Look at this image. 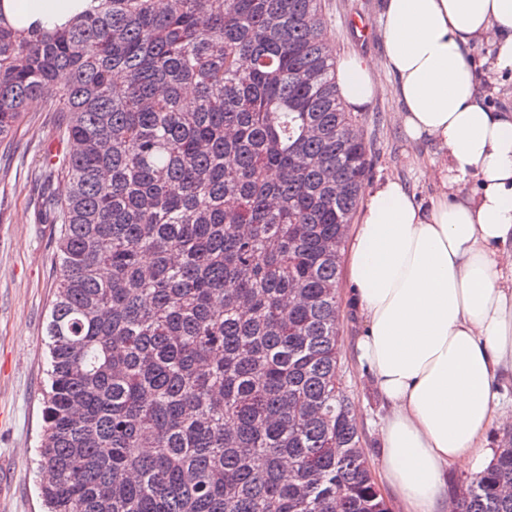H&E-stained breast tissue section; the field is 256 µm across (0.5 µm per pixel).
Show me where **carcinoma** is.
Returning <instances> with one entry per match:
<instances>
[{
    "label": "carcinoma",
    "mask_w": 512,
    "mask_h": 512,
    "mask_svg": "<svg viewBox=\"0 0 512 512\" xmlns=\"http://www.w3.org/2000/svg\"><path fill=\"white\" fill-rule=\"evenodd\" d=\"M335 62L322 0L0 12V143L47 111L63 145L46 512H390L336 349L369 160ZM452 512H512V431ZM64 2V3H56ZM84 0H3L2 9L19 27L39 24L53 28L68 21L85 7Z\"/></svg>",
    "instance_id": "carcinoma-1"
}]
</instances>
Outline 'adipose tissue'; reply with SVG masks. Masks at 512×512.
<instances>
[{
  "label": "adipose tissue",
  "mask_w": 512,
  "mask_h": 512,
  "mask_svg": "<svg viewBox=\"0 0 512 512\" xmlns=\"http://www.w3.org/2000/svg\"><path fill=\"white\" fill-rule=\"evenodd\" d=\"M84 0H0L20 27L53 28ZM385 57L336 60L339 96L363 111L397 78L398 123L437 151L423 164L436 192L421 205L398 178L361 189L347 230L346 281L364 318L355 344L387 413L380 466L405 512H447L445 472L476 471L493 422L512 425L499 386L512 375V112L480 92L512 70V0H385ZM488 42L490 70L469 52Z\"/></svg>",
  "instance_id": "1"
}]
</instances>
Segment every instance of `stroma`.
<instances>
[{"label": "stroma", "mask_w": 512, "mask_h": 512, "mask_svg": "<svg viewBox=\"0 0 512 512\" xmlns=\"http://www.w3.org/2000/svg\"><path fill=\"white\" fill-rule=\"evenodd\" d=\"M322 4L336 55L355 52L383 60L384 0H322ZM358 15L373 22L369 39L357 37L348 23L349 17ZM376 79L382 95L357 115L372 163L368 179L399 178L419 203L428 204L436 189L423 176L420 162L434 156L436 147L408 141L397 121L395 75L380 67ZM56 121L52 112L28 113L15 136L0 143V477L7 485L5 494H0V512L42 509L37 486L45 474L34 458L42 424L41 391L49 369L46 325L59 257L56 225L38 221V186L46 155L59 147ZM337 295L343 379L359 409L363 448L374 464L385 410L353 353L363 317L346 281H339Z\"/></svg>", "instance_id": "stroma-1"}]
</instances>
